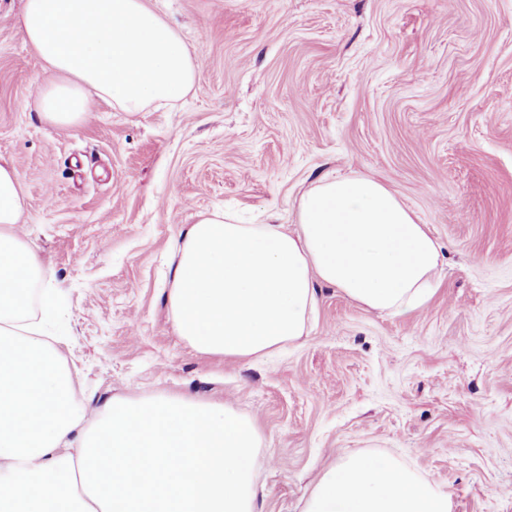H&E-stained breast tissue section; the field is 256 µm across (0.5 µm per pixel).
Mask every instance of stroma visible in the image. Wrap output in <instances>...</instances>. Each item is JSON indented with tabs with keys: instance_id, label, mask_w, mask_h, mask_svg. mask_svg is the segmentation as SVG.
I'll return each mask as SVG.
<instances>
[{
	"instance_id": "1",
	"label": "stroma",
	"mask_w": 512,
	"mask_h": 512,
	"mask_svg": "<svg viewBox=\"0 0 512 512\" xmlns=\"http://www.w3.org/2000/svg\"><path fill=\"white\" fill-rule=\"evenodd\" d=\"M197 65L175 108L33 109L22 0H0V163L16 167L59 309H29L92 407L168 393L254 418L260 512H302L350 452L396 457L450 512H512V0H151ZM379 177L441 245L406 317L319 286L313 330L260 362L175 336L162 289L199 213L297 221L328 174Z\"/></svg>"
}]
</instances>
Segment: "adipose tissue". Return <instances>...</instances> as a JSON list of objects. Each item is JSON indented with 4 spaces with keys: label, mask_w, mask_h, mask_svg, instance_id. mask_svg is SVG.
<instances>
[{
    "label": "adipose tissue",
    "mask_w": 512,
    "mask_h": 512,
    "mask_svg": "<svg viewBox=\"0 0 512 512\" xmlns=\"http://www.w3.org/2000/svg\"><path fill=\"white\" fill-rule=\"evenodd\" d=\"M20 27L42 63L34 107L73 130L103 102L171 107L197 66L149 0H23ZM26 199L0 164V512H259L263 437L230 407L185 396H116L85 405L44 324L28 316L46 277L16 236ZM440 245L372 175L325 176L301 193L297 224L200 214L175 240L167 285L173 332L197 352L261 360L304 341L317 284L368 310L413 313L439 287ZM303 512H449L445 490L389 455L329 465Z\"/></svg>",
    "instance_id": "ef3b65f1"
}]
</instances>
